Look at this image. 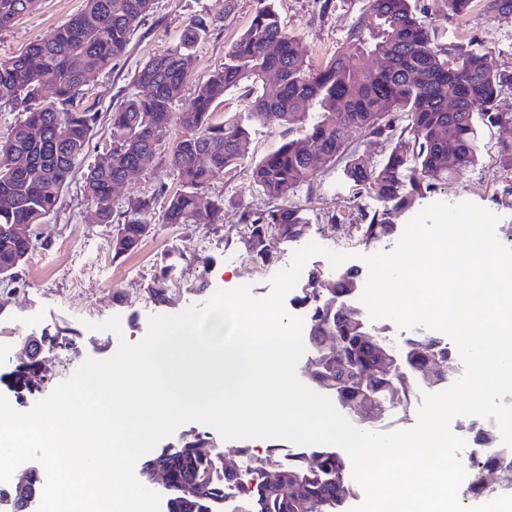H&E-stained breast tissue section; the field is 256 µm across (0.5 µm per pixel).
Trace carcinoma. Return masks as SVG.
<instances>
[{
	"mask_svg": "<svg viewBox=\"0 0 512 512\" xmlns=\"http://www.w3.org/2000/svg\"><path fill=\"white\" fill-rule=\"evenodd\" d=\"M38 4L0 0V31ZM152 5L153 0H84V8L50 38L0 58V99L19 114L0 139V273L8 278L17 274L37 241L35 233L18 239L11 228L46 223L90 152L100 116L81 106L88 77L112 70ZM440 9L450 19L477 9L511 17L512 0H440ZM426 10L422 0H362L344 41L314 70L302 39L287 33L278 12L264 6L230 44L224 65L199 82L191 105L178 111L195 49L220 15L194 18L174 46L135 73L132 91L110 113L106 161L89 164L84 172L85 200L98 223L112 227L113 256L140 248L146 239L140 214L159 201L165 224L222 223L224 198L208 200L205 190L217 176L242 164L240 147L256 124L299 129L302 136L283 142L251 168L249 189L263 193L272 205L253 212L236 202L251 237L246 252L255 264L274 262L270 240L296 242L306 235L309 220L292 198L340 160L356 197L379 204L361 214L363 223L356 228L362 241L392 236L393 212L412 208L416 199L478 164L481 129L512 125V112L499 108L501 98L512 92V73L495 69L476 38L450 39L446 29L425 25L421 14ZM369 57L386 64L368 68L364 60ZM233 89L244 90L247 111L218 122L214 114ZM450 91L455 95L452 110ZM173 126L181 136L165 161L176 189L162 184L117 211L114 189L144 156L160 151ZM34 129L40 137L32 136ZM352 130L386 146L377 167L365 169L346 153L345 137ZM496 161L511 177L512 140L498 143ZM165 279L162 266L147 288L148 299L158 306L170 301ZM360 288V273L352 268L337 275L332 289L321 287L320 273L307 275L296 296L308 315L304 373L344 412L359 406L381 422L390 411L407 410L410 397L420 390L447 383L455 371V350L431 333L417 331L397 340L371 326L350 304ZM327 336L336 337V349L323 346ZM41 379L35 362L0 374V382L17 394ZM251 460V473L241 464H229L211 437L197 433L179 448L148 456L141 471L166 469L167 512H222L226 483L237 487L236 512H346L354 485L345 458L336 451L302 448L295 459L284 461L270 446ZM470 480L478 494L509 492L512 447H489L475 459ZM39 492L31 471L11 487L10 512H33Z\"/></svg>",
	"mask_w": 512,
	"mask_h": 512,
	"instance_id": "1",
	"label": "carcinoma"
}]
</instances>
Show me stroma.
Here are the masks:
<instances>
[{"mask_svg":"<svg viewBox=\"0 0 512 512\" xmlns=\"http://www.w3.org/2000/svg\"><path fill=\"white\" fill-rule=\"evenodd\" d=\"M429 10L425 22L446 25L452 38L476 37L489 52L496 69L512 72V17H501L481 10L452 22L439 10V0H424ZM262 0H234L232 10H225L222 0H154L153 8L131 35L125 55L109 72L92 78L86 88L84 106L99 112L102 119L92 138L91 153L100 155L109 147L108 123L112 109L131 89L139 67L151 56L176 44L184 26L194 14L207 10L224 11L225 16L211 29L196 49L195 66L187 80L196 85L210 71L224 62V54L233 39L252 19ZM285 29L300 37L309 50L312 67L324 66L340 46L355 21L360 0H276ZM83 0H40L37 9L13 27L0 31V57L18 53L30 42L48 38L71 16L79 13ZM512 138V128L487 129L482 133L479 164L458 182L440 187L428 200L417 201L412 210L395 214L396 228H403L416 211L430 202H451L455 197L474 203L499 216L501 223L512 225V195L495 163L500 139ZM171 176L162 156H155L141 171L131 175L116 189L113 204L125 209L130 198L152 193ZM80 180H73L64 190L57 212L39 225V242L19 270L21 281L16 291L0 287V341L20 347L28 336L51 332L73 338L78 353L67 363H60L51 350H44L47 372L41 395H48L56 385L71 375L86 359L111 357L120 341L135 344L144 339L149 319L154 315H176L189 307L205 304L217 290L237 288L244 278H251L250 292L263 298L271 291V280L287 267L298 245L274 240L270 248L276 259L263 269H256L241 242L240 213L233 201L244 198L254 211L268 209L270 200L250 191L249 168L242 165L216 178L206 191L207 198L224 197V222L213 229L205 224L166 225L161 208L143 212L141 220L154 225V232L132 254L117 258L112 253V230L95 221L94 211L80 192ZM309 218L306 241L335 244L337 237L348 238L352 266H361L362 256L374 250H391L393 241L373 248L363 243L356 230L361 211L373 208L374 200L355 197L341 169H328L312 189L299 191L296 197ZM348 215L349 226L331 224L332 213ZM209 243L205 250L208 264L193 261L194 243ZM167 266V286L171 302L158 306L147 298L146 288L159 266ZM120 320V333L90 330V323L110 317Z\"/></svg>","mask_w":512,"mask_h":512,"instance_id":"stroma-1","label":"stroma"}]
</instances>
